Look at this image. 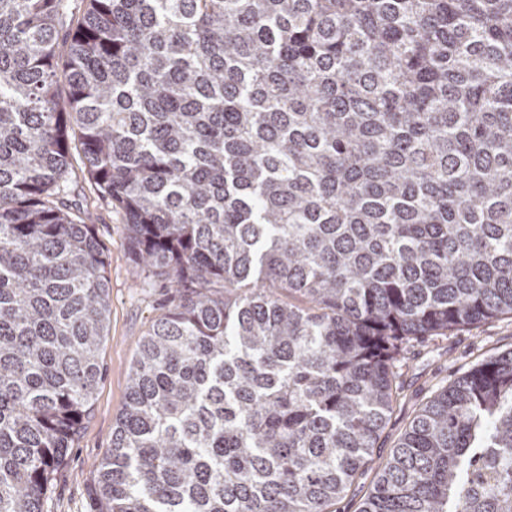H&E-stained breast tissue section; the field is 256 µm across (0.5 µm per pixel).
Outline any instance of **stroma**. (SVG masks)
Segmentation results:
<instances>
[{
	"label": "stroma",
	"mask_w": 512,
	"mask_h": 512,
	"mask_svg": "<svg viewBox=\"0 0 512 512\" xmlns=\"http://www.w3.org/2000/svg\"><path fill=\"white\" fill-rule=\"evenodd\" d=\"M72 179L80 202L94 215L93 232L107 255L110 287L108 335L102 349L105 375L78 439L58 467L43 512H100L94 498L95 465L110 446L113 423L127 394L128 374L142 336L161 315L169 297L164 282L144 283L125 244L122 211L100 200L87 174L79 142L70 151ZM512 350V316L465 326L445 336L411 341L397 370V404L374 450L386 460L416 414L441 387L492 355Z\"/></svg>",
	"instance_id": "obj_1"
}]
</instances>
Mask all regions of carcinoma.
Wrapping results in <instances>:
<instances>
[{"mask_svg":"<svg viewBox=\"0 0 512 512\" xmlns=\"http://www.w3.org/2000/svg\"><path fill=\"white\" fill-rule=\"evenodd\" d=\"M86 2L62 40L68 0H0V512H42L103 378L71 130L172 288L102 512H331L406 344L512 315V0ZM358 512H512V351L425 404Z\"/></svg>","mask_w":512,"mask_h":512,"instance_id":"cac0c4a2","label":"carcinoma"}]
</instances>
